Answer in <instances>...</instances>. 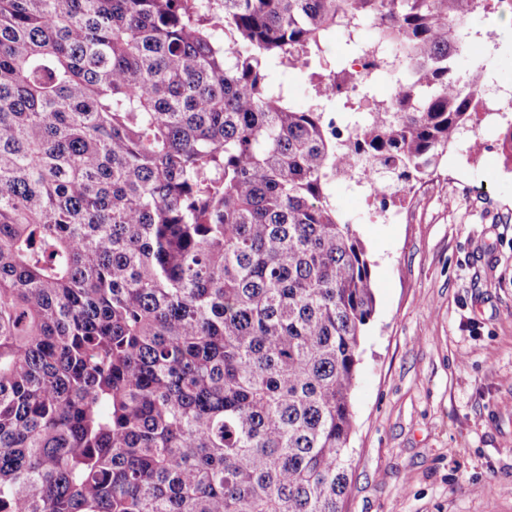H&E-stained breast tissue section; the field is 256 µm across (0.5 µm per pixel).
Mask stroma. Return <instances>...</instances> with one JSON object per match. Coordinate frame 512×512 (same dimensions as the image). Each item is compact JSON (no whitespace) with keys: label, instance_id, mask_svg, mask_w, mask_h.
I'll list each match as a JSON object with an SVG mask.
<instances>
[{"label":"stroma","instance_id":"obj_1","mask_svg":"<svg viewBox=\"0 0 512 512\" xmlns=\"http://www.w3.org/2000/svg\"><path fill=\"white\" fill-rule=\"evenodd\" d=\"M490 76L512 86V13L474 16ZM502 129L449 146L406 223L332 193L371 261L375 312L352 393L345 512H512V157Z\"/></svg>","mask_w":512,"mask_h":512}]
</instances>
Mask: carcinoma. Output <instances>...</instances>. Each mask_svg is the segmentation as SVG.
Returning <instances> with one entry per match:
<instances>
[{
    "label": "carcinoma",
    "mask_w": 512,
    "mask_h": 512,
    "mask_svg": "<svg viewBox=\"0 0 512 512\" xmlns=\"http://www.w3.org/2000/svg\"><path fill=\"white\" fill-rule=\"evenodd\" d=\"M486 8L0 0V512H344L371 265L327 112L267 68L370 62L398 91L346 99L354 149L413 182Z\"/></svg>",
    "instance_id": "carcinoma-1"
}]
</instances>
